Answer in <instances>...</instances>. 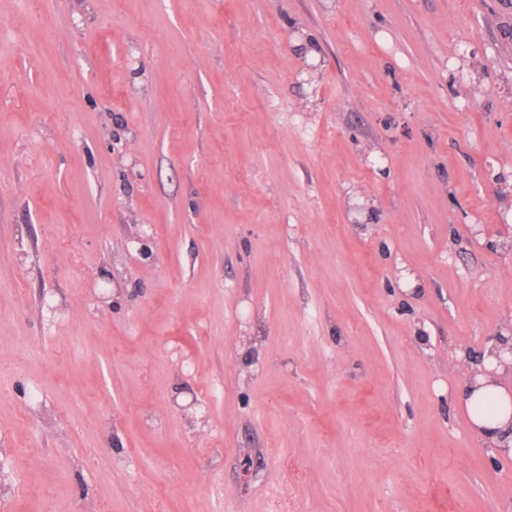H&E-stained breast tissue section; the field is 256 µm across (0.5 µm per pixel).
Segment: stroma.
<instances>
[{
	"label": "stroma",
	"mask_w": 512,
	"mask_h": 512,
	"mask_svg": "<svg viewBox=\"0 0 512 512\" xmlns=\"http://www.w3.org/2000/svg\"><path fill=\"white\" fill-rule=\"evenodd\" d=\"M495 336L512 0H0V512H512ZM462 398L470 411L473 432L493 451L512 447V394L497 384L493 374H478L470 383H465ZM493 401L492 411L479 413L477 408Z\"/></svg>",
	"instance_id": "1"
}]
</instances>
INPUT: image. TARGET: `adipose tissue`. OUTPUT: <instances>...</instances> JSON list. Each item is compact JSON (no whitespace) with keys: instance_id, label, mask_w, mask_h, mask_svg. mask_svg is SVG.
Segmentation results:
<instances>
[{"instance_id":"adipose-tissue-1","label":"adipose tissue","mask_w":512,"mask_h":512,"mask_svg":"<svg viewBox=\"0 0 512 512\" xmlns=\"http://www.w3.org/2000/svg\"><path fill=\"white\" fill-rule=\"evenodd\" d=\"M495 347H487L482 355L483 374L465 384L462 397L470 411L473 432L491 448L512 446V393L498 384L494 372L498 367ZM494 408L483 411L486 402Z\"/></svg>"}]
</instances>
